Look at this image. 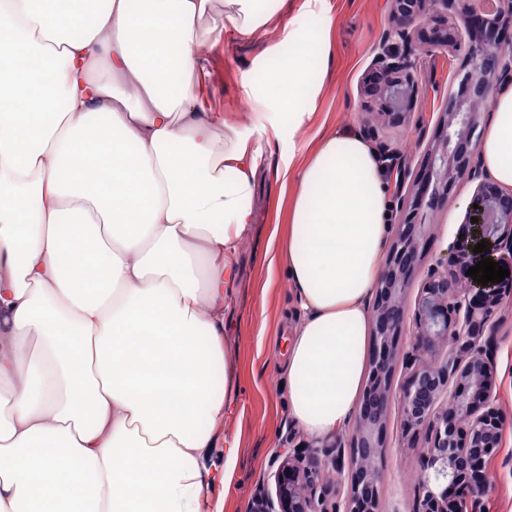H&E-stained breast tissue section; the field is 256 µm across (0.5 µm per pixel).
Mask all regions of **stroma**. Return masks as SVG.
Returning a JSON list of instances; mask_svg holds the SVG:
<instances>
[{
  "label": "stroma",
  "instance_id": "obj_1",
  "mask_svg": "<svg viewBox=\"0 0 512 512\" xmlns=\"http://www.w3.org/2000/svg\"><path fill=\"white\" fill-rule=\"evenodd\" d=\"M302 0H268L274 14L271 27L256 39L225 45L218 51L201 50L206 65L202 80L214 111L238 126L259 147L262 167L253 199L252 234L237 253L238 277L232 288L230 312L224 321L227 352L234 362L238 392L224 416L227 438H238L240 452L233 471L224 512H248L260 489L273 486L274 473L285 455L305 435L288 413V395L281 391L279 370L285 358L286 341L298 320L297 307L283 269L268 267L263 254L271 234L288 230V210L279 204L280 187L274 179L289 154L301 153L325 130L338 126L355 128L363 138L378 134L380 140L412 152L417 135L432 139L449 94L459 88L461 56L447 61L431 57L416 47L417 75L425 92L415 100L405 121L392 123L381 113L363 107V83L372 67L382 33L390 24V0H320L319 13L331 16L328 33L333 60L329 70L312 61L313 80L322 89L316 102L301 101L310 117L294 141L276 138L269 122H257L248 87L261 84L273 63L270 47L288 54L284 36L289 27H313L317 15L301 11ZM475 183L460 182L449 199L438 201L426 217L429 249L439 254L467 230L468 206ZM503 288L510 294L498 309L500 330L496 354L498 406L505 418L503 447L499 457L486 466L488 492L480 512H512V276ZM403 414L391 402L385 419V447L377 464L382 482L380 501L387 512H410L419 483L412 480L420 454L427 443L418 437L412 446L400 443Z\"/></svg>",
  "mask_w": 512,
  "mask_h": 512
}]
</instances>
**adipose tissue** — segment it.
Listing matches in <instances>:
<instances>
[{"label":"adipose tissue","instance_id":"ef3b65f1","mask_svg":"<svg viewBox=\"0 0 512 512\" xmlns=\"http://www.w3.org/2000/svg\"><path fill=\"white\" fill-rule=\"evenodd\" d=\"M211 2L0 0V512H224L236 449L213 371L260 155L212 112L195 48L201 25L249 41L272 17L264 0ZM288 41L249 96L292 139L301 95L317 97L311 53L331 51L303 27ZM490 106L481 164L512 190V82ZM275 179L294 188L267 253L301 312L289 407L319 444L354 418L390 189L348 126Z\"/></svg>","mask_w":512,"mask_h":512}]
</instances>
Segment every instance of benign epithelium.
Returning <instances> with one entry per match:
<instances>
[{"instance_id": "7a95c632", "label": "benign epithelium", "mask_w": 512, "mask_h": 512, "mask_svg": "<svg viewBox=\"0 0 512 512\" xmlns=\"http://www.w3.org/2000/svg\"><path fill=\"white\" fill-rule=\"evenodd\" d=\"M458 3L456 19L428 46L445 55L465 49L460 91L448 96L438 138L424 144L421 173L412 197L404 195L411 159L384 150L388 165L400 176L396 215L372 306L375 347L369 370L372 384L355 414V431L330 445L295 448L277 467L275 497L251 512H376L381 477L370 460L384 448L382 428L392 398L394 341L405 318L409 276L427 255L426 224L419 212L432 208L460 180H479L469 216L477 218V237L458 240L432 259L413 313V345L405 357L407 375L397 400L405 434L428 432L423 452L420 492L412 512H477L486 491V463L502 448L503 429L497 407L496 315L503 291L473 279L460 282L477 243L485 242L494 262L512 263V191L484 175L473 133L479 115L476 101L488 100L494 85L512 76V59L495 53V42L473 37L476 24L503 26L512 21V0H392L391 22L374 57L375 78L364 95L383 114L407 117L423 88L417 71L414 38L425 22V6L446 10Z\"/></svg>"}]
</instances>
